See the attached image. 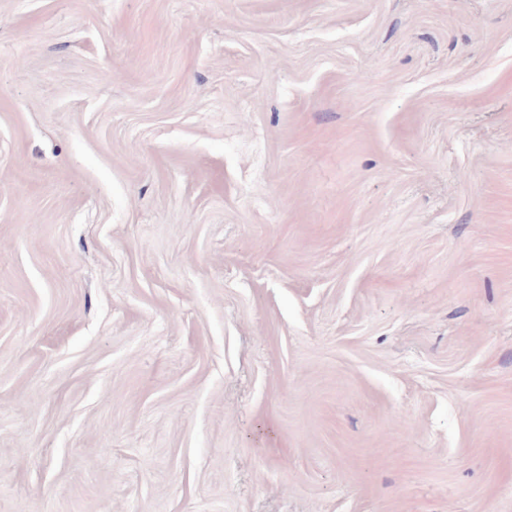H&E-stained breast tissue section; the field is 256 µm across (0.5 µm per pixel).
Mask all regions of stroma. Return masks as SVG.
Instances as JSON below:
<instances>
[{
  "label": "stroma",
  "instance_id": "stroma-1",
  "mask_svg": "<svg viewBox=\"0 0 512 512\" xmlns=\"http://www.w3.org/2000/svg\"><path fill=\"white\" fill-rule=\"evenodd\" d=\"M0 512H512V0H0Z\"/></svg>",
  "mask_w": 512,
  "mask_h": 512
}]
</instances>
